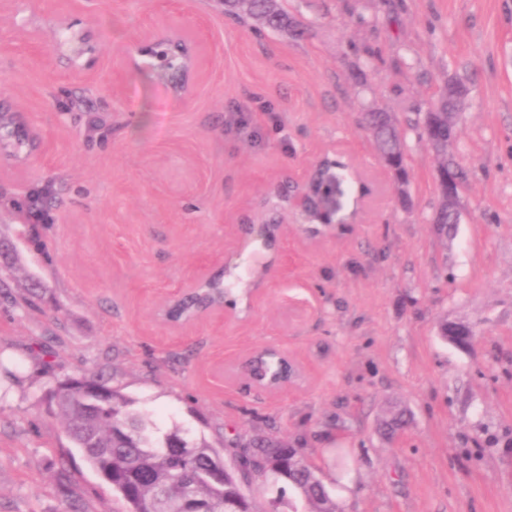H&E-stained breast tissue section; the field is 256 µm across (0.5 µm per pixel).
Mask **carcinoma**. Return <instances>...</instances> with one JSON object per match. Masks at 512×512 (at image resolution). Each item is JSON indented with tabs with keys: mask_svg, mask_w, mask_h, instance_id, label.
<instances>
[{
	"mask_svg": "<svg viewBox=\"0 0 512 512\" xmlns=\"http://www.w3.org/2000/svg\"><path fill=\"white\" fill-rule=\"evenodd\" d=\"M254 11L270 26L288 23V10L271 0H255ZM468 94L465 83L448 81L416 122L419 139L440 156L438 175L456 169L454 161L448 158V144L456 138L454 109ZM362 121L384 165L399 185H406L405 147L396 121L386 112H367ZM19 130L20 124L14 116L0 113V146L14 156L26 147H35L33 140ZM334 172V163H327L310 188L308 201L315 213H322V187L331 184ZM438 198L433 223L446 235L455 223L448 216L445 194L438 192ZM222 300L224 289L214 280L171 307L169 316L186 319ZM85 385L101 387L109 393L91 412L84 411L82 387ZM48 402L60 410L74 445L90 468L123 501L125 512H168L174 503L188 495L204 503L210 512H224V505L237 499L242 502L244 512H259L254 498L242 489L231 472L219 478L210 475L211 467L224 462L218 449L204 440L193 439L191 467L178 466L174 461L176 449L166 447L167 440L178 432L161 431L148 414L133 409V401L113 390L101 377L83 375L78 382L68 378L61 380L49 391ZM242 465L264 485L275 486L282 493L291 488L308 512H337L336 500L299 451L291 456L280 443L260 437L254 440Z\"/></svg>",
	"mask_w": 512,
	"mask_h": 512,
	"instance_id": "cac0c4a2",
	"label": "carcinoma"
}]
</instances>
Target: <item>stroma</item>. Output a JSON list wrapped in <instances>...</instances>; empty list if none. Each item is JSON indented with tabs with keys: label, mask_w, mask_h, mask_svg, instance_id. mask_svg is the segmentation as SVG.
<instances>
[{
	"label": "stroma",
	"mask_w": 512,
	"mask_h": 512,
	"mask_svg": "<svg viewBox=\"0 0 512 512\" xmlns=\"http://www.w3.org/2000/svg\"><path fill=\"white\" fill-rule=\"evenodd\" d=\"M285 7L291 28L273 31L220 0H0V112L43 136L0 158V512H123L45 399L87 372L228 464L259 434L301 449L339 512H512V0ZM60 16L90 48L77 74ZM199 24L185 92L124 58ZM451 78L470 94L443 235L438 158L414 124ZM372 111L404 134L407 188L361 125ZM325 156L372 193L312 238L274 191ZM272 217L286 236L256 252L242 227ZM232 270L249 314L164 317ZM446 320L473 328L468 347L442 339ZM265 346L301 368L278 392L240 368ZM400 411L411 425L388 438Z\"/></svg>",
	"instance_id": "35a3bbf8"
}]
</instances>
